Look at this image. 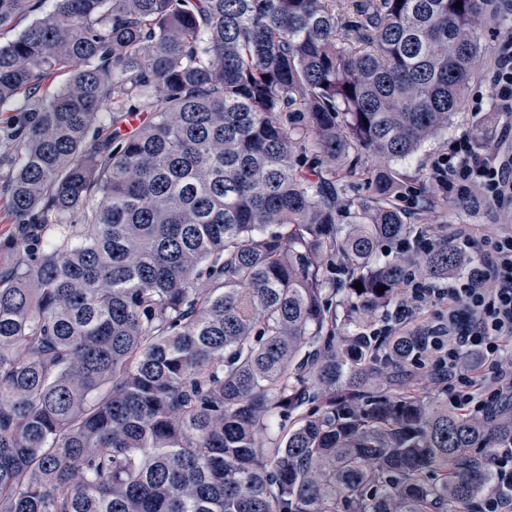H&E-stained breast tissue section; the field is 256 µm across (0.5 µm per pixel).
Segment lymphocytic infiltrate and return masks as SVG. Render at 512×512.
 <instances>
[{
  "label": "lymphocytic infiltrate",
  "mask_w": 512,
  "mask_h": 512,
  "mask_svg": "<svg viewBox=\"0 0 512 512\" xmlns=\"http://www.w3.org/2000/svg\"><path fill=\"white\" fill-rule=\"evenodd\" d=\"M430 176L451 193L479 190L489 202H512V157L481 153L467 136L433 161ZM479 264L478 275L451 280L445 288L410 287L412 303L448 302L447 322L431 333L448 358V399L469 411L512 397V364L501 359L506 342L512 341V233L493 234ZM467 353L475 366H464Z\"/></svg>",
  "instance_id": "lymphocytic-infiltrate-1"
}]
</instances>
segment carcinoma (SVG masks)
<instances>
[{
  "mask_svg": "<svg viewBox=\"0 0 512 512\" xmlns=\"http://www.w3.org/2000/svg\"><path fill=\"white\" fill-rule=\"evenodd\" d=\"M30 6L0 0V27ZM499 20L54 0L0 44V105L25 94L0 154V512H481L511 487L512 406L422 398L446 356L421 325L376 331L409 276L478 264L407 222L398 171L345 182L359 151L406 160L448 128ZM15 223L12 217L8 199L5 195L0 193V265L8 264L12 261L14 254L5 249L3 244L14 237Z\"/></svg>",
  "mask_w": 512,
  "mask_h": 512,
  "instance_id": "1",
  "label": "carcinoma"
}]
</instances>
